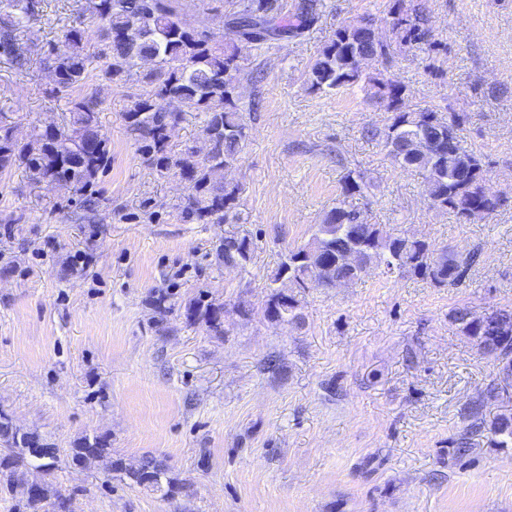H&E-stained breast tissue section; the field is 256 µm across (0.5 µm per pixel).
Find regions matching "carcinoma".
<instances>
[{
	"label": "carcinoma",
	"instance_id": "cac0c4a2",
	"mask_svg": "<svg viewBox=\"0 0 512 512\" xmlns=\"http://www.w3.org/2000/svg\"><path fill=\"white\" fill-rule=\"evenodd\" d=\"M324 8L323 0H300L290 13L283 0H234L225 27L237 40L258 50L303 36L316 25ZM42 11L43 0H0V58L17 71L28 69L30 63L29 56L13 52L18 33L36 23ZM88 11L104 47L92 43L90 28L78 25L66 31L62 46L51 45L45 54L55 72L51 94L66 103L64 123L35 126L29 138L19 139L0 111V171L22 165L36 183L64 181L79 196L84 210H95L99 203L95 187L112 164L99 120L103 94L114 83L133 80L140 88L129 96L123 120L142 163L161 179L178 177L187 184L188 194L176 207L178 220L184 224L235 220L243 187L226 181L224 173L238 164L249 140L241 81H260L261 70L252 68L249 58L241 55L236 39L216 40L187 26L175 0H88ZM370 21V17L361 18L336 29L310 69L309 89L330 92L359 85L367 101L383 104L391 113L390 123L382 129L367 127L365 135L382 139L393 164L424 172L431 208L450 211L465 222L494 214L504 199L483 189L486 170L481 155L464 144L463 118L447 119L435 106L412 109L405 103L403 85L394 77L366 71L373 60L392 62L406 46L423 44L429 52L444 51L446 46L432 40L421 8L405 0H395L389 11L388 35L381 36ZM92 72L97 75L96 87L86 94L74 93ZM183 112H199L203 122L196 141L177 147L171 143V128ZM450 126L455 131L452 150L433 149L432 140L448 134ZM366 188L362 173L346 172L345 196L360 195ZM256 248L246 235H228L217 252L224 261L244 269L252 263ZM476 256L439 248L406 232L387 235L379 225L366 222L359 210L341 204L314 225L306 243L288 249L270 275L260 314L300 329L305 288L311 283L334 288L379 268L411 274L441 288L461 283ZM184 311L188 320L205 325L214 335H226L224 305L200 295L185 303ZM493 314L505 328L496 335L486 329L481 312L467 305L451 308L448 319L495 361L501 375L512 372V308H496ZM498 390V384L492 383L485 394L463 407L464 426L448 449V464L465 466L481 437L498 448L512 445V409L491 419L485 413L486 400L496 397ZM0 442L13 449L0 455V483L8 489L26 481L20 470L25 457L43 461L48 469L60 453L39 435L14 429L4 416L0 417ZM68 452L73 464L82 467L108 460L109 474L131 485L143 469L148 472L144 488L164 499L192 494V484L168 476L164 460L145 457L134 467L112 456V449L97 436L78 439ZM47 504L57 510L69 508L51 483L37 481L26 498L27 512H43Z\"/></svg>",
	"mask_w": 512,
	"mask_h": 512
}]
</instances>
